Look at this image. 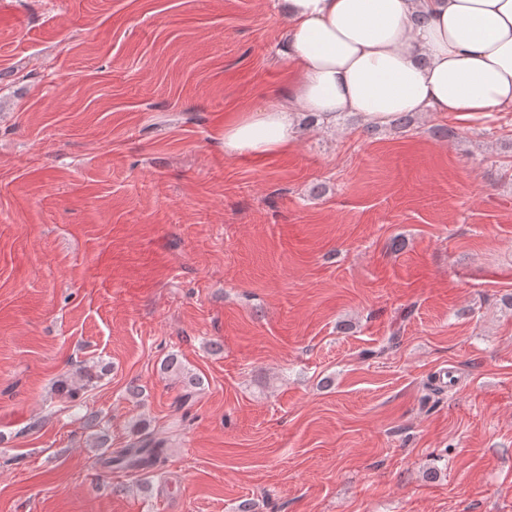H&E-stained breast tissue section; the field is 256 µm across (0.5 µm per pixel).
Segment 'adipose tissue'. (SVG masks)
I'll return each mask as SVG.
<instances>
[{
	"label": "adipose tissue",
	"mask_w": 512,
	"mask_h": 512,
	"mask_svg": "<svg viewBox=\"0 0 512 512\" xmlns=\"http://www.w3.org/2000/svg\"><path fill=\"white\" fill-rule=\"evenodd\" d=\"M293 80L224 124V151H288L306 115L399 113L488 122L512 112V0H286Z\"/></svg>",
	"instance_id": "ef3b65f1"
}]
</instances>
